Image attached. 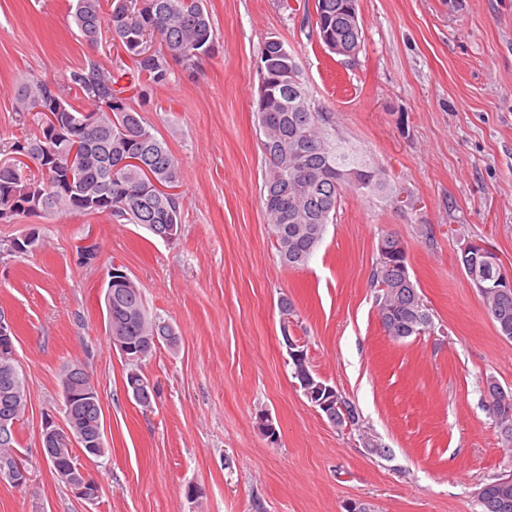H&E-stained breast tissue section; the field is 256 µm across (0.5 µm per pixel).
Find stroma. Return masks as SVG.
<instances>
[{
    "mask_svg": "<svg viewBox=\"0 0 512 512\" xmlns=\"http://www.w3.org/2000/svg\"><path fill=\"white\" fill-rule=\"evenodd\" d=\"M216 34L196 76L132 105L181 168L178 239L96 216L26 215L0 239L40 228L43 246L0 258V314L12 320L28 408L16 427L30 485L0 482V512H480V484L512 471V448L484 407L483 383L512 390V341L498 335L464 271L478 240L512 268V0H359L363 43L328 56L314 0H205ZM278 37L339 133L411 202L399 210L349 193L308 264L284 266L267 232L266 163L254 111L256 60ZM110 34L82 39L62 0H0V142L19 137L14 90L114 63ZM404 244L432 319L396 342L377 314L371 271L382 236ZM100 256L81 264L78 246ZM177 330L139 364L106 335L112 274ZM312 369L360 412L334 427L304 396L279 344L278 301ZM81 361L99 385L106 456L86 467L92 503L57 479L40 450L42 418L62 405L61 374ZM161 388L152 411L125 394L131 370ZM271 415L277 442L257 427ZM387 448L367 451L363 434Z\"/></svg>",
    "mask_w": 512,
    "mask_h": 512,
    "instance_id": "obj_1",
    "label": "stroma"
}]
</instances>
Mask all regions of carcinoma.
Listing matches in <instances>:
<instances>
[{
    "label": "carcinoma",
    "mask_w": 512,
    "mask_h": 512,
    "mask_svg": "<svg viewBox=\"0 0 512 512\" xmlns=\"http://www.w3.org/2000/svg\"><path fill=\"white\" fill-rule=\"evenodd\" d=\"M358 0H321L317 31L330 27L345 31L344 14ZM75 25L87 39L107 27L112 41L134 64L142 95L168 83L173 65L193 74L202 57L211 52L215 34L203 0H112L104 11L102 0H72ZM159 35V47L148 56L139 51L142 41ZM265 95L255 100L263 129L262 149L266 162L261 200L269 234L275 239L281 262L291 268L307 264L323 239L326 227L336 219L344 194L354 191L392 205L397 187L367 155L336 130L333 113L316 104L309 91L297 101L290 96L295 81L288 76V58L276 55L275 43L264 41L257 58ZM119 77L90 61L71 72L66 86L32 78L14 93L15 112L22 136L10 146L13 160L0 163V223L9 224L27 213L26 196L40 193L39 211L45 214H103L109 219L144 226L154 237L156 224H181L182 197L167 189L179 187L178 160L149 129L141 113L131 106ZM61 103L73 119L91 110L101 128L86 135L73 132L56 144L48 161L40 152L52 135L46 112ZM77 158L70 161L72 147ZM116 304L124 310L116 320L106 313L108 336H156L170 348L179 336L162 317L149 316L142 290L134 282L121 289ZM497 333L512 339V299L501 302L496 294L481 295ZM386 335L401 341L430 331L431 318L412 313L409 301L398 288L375 296ZM499 383L485 381V403L499 429H509L504 440L512 443V393L497 397ZM25 378L19 365L0 352V418L20 420L26 411ZM71 411L68 422L75 434L96 430L99 406L77 400L62 404ZM28 469L27 459L16 449V439L0 442V459ZM80 461L74 448H60L47 465ZM481 512H512V474L492 478L478 492Z\"/></svg>",
    "instance_id": "carcinoma-1"
}]
</instances>
